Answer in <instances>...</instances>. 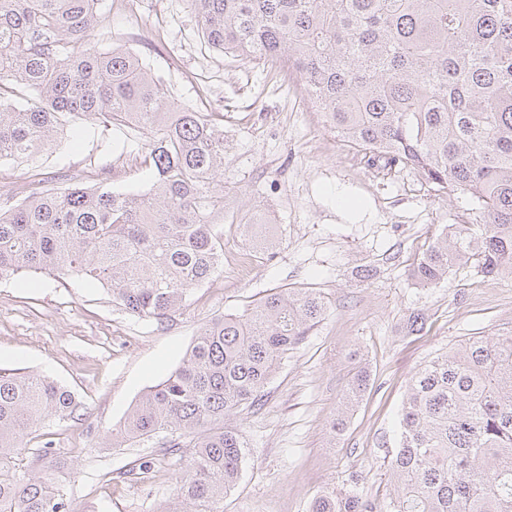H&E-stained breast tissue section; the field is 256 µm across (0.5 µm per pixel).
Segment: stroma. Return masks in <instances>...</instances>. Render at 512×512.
<instances>
[{"label":"stroma","instance_id":"1","mask_svg":"<svg viewBox=\"0 0 512 512\" xmlns=\"http://www.w3.org/2000/svg\"><path fill=\"white\" fill-rule=\"evenodd\" d=\"M111 23L101 46L126 47L181 106L224 117L233 149L224 163L231 209L265 212L275 256L223 224L224 267L170 319L128 313L99 283L32 274L0 279V368L44 373L82 407L51 418L28 441L20 474L57 477L72 512H156L174 498L180 465L160 439L110 448L106 439L148 387L182 361L204 325L278 287L313 288L323 320L283 358L261 406L228 418L250 457L224 512H309L326 490H353L383 506L394 489L388 450L397 443L409 382L426 361L469 338L512 333V278L468 267L438 285L410 278L415 257L448 224L473 219L463 197H442L410 169L383 173L343 145L299 81L204 44L188 0H99ZM147 134L72 117L35 166L0 161V206L17 204L29 175L46 187L104 167L112 189L147 190ZM373 268V277H359ZM426 317L420 334L405 317ZM369 384L353 411L344 394L357 365ZM347 414L344 432L331 423ZM72 473L57 472L56 461Z\"/></svg>","mask_w":512,"mask_h":512}]
</instances>
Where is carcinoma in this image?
<instances>
[{
  "instance_id": "obj_1",
  "label": "carcinoma",
  "mask_w": 512,
  "mask_h": 512,
  "mask_svg": "<svg viewBox=\"0 0 512 512\" xmlns=\"http://www.w3.org/2000/svg\"><path fill=\"white\" fill-rule=\"evenodd\" d=\"M207 45L295 67L307 98L354 151L470 199L476 223L450 224L417 257L415 284L463 267L512 276V0H189ZM98 0H0V160L35 163L69 118L105 115L150 132L148 191L101 180L0 208V279L57 271L106 287L129 313L161 321L224 264L228 222L268 256L278 239L258 210L229 213L224 124L179 108L122 47L96 40ZM327 311L314 288H278L205 325L180 365L148 389L112 446L169 436L185 460L179 506L222 512L248 445L227 417L253 408L282 357ZM368 382L357 371L345 407ZM80 408L49 377L0 369V512H70L52 478L17 473L25 439ZM396 493L383 512H512V334L471 338L421 366L390 453ZM323 492L310 512H375Z\"/></svg>"
}]
</instances>
